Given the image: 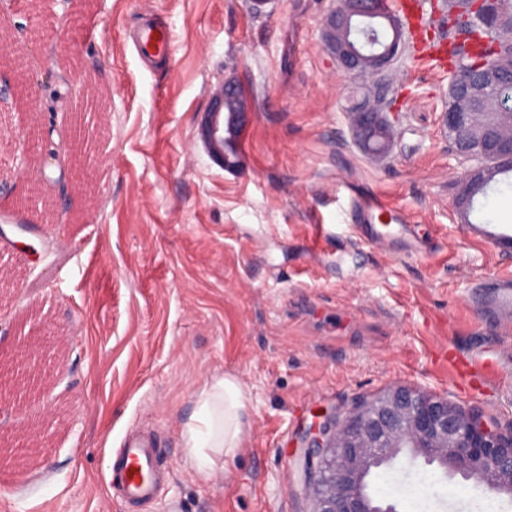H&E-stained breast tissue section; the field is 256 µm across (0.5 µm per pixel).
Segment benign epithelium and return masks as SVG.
I'll use <instances>...</instances> for the list:
<instances>
[{"instance_id": "benign-epithelium-1", "label": "benign epithelium", "mask_w": 512, "mask_h": 512, "mask_svg": "<svg viewBox=\"0 0 512 512\" xmlns=\"http://www.w3.org/2000/svg\"><path fill=\"white\" fill-rule=\"evenodd\" d=\"M499 0H456L449 20L474 19L493 52L469 72L450 75L448 105L441 123L451 138L462 128L477 132L455 146L456 157L472 162L457 196L459 210L468 208L472 186L502 163L512 164V133L492 128L494 120L477 110L487 88L512 81V43L504 55L499 33L512 31V16L500 13ZM332 11L325 31V46L341 70L349 75L385 77L406 50L405 26L381 0H342ZM247 97L242 81L221 84L200 126V137L210 157L233 169L227 153H237L247 111L229 112L226 105ZM358 147L373 157L389 154L394 146L399 113L366 101L350 108ZM43 126L21 135L26 151L60 165L81 139L72 128L65 148L45 138ZM422 456L445 470L459 473L512 496V427H490L482 417L447 398L396 387L372 401H360L342 415H323L302 448L300 461L312 502L310 512H393L382 507L365 489L374 468L388 464L400 452Z\"/></svg>"}]
</instances>
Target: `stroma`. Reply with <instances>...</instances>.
Here are the masks:
<instances>
[{
	"mask_svg": "<svg viewBox=\"0 0 512 512\" xmlns=\"http://www.w3.org/2000/svg\"><path fill=\"white\" fill-rule=\"evenodd\" d=\"M335 5L47 0L37 16L17 0L8 11L13 34L41 35L25 66L83 88L97 109L84 117L93 166L82 200L53 160L32 157L35 182L10 174L30 120L54 126V142L69 134L53 86L0 113V381L14 380V351L51 347L0 427V512H309L299 451L318 416L396 386L512 427V333L478 309L512 256L470 230L512 225L500 206L512 178L470 214L456 210L465 166L440 120L449 73L411 48L395 65L393 150L363 154L348 112L368 80L344 75L325 48ZM148 19L168 27L169 60L136 51ZM233 78L251 115L228 170L198 130ZM354 192L407 212L414 244L368 243L343 215ZM27 194L46 209L21 210ZM494 357L508 378L474 369ZM227 373L250 391L245 438L209 476L186 460L183 433L204 383ZM136 435L155 443L159 492L128 505L111 474ZM20 439L31 446L21 468L9 452ZM369 491L397 512H512L511 497L421 458L372 470Z\"/></svg>",
	"mask_w": 512,
	"mask_h": 512,
	"instance_id": "obj_1",
	"label": "stroma"
}]
</instances>
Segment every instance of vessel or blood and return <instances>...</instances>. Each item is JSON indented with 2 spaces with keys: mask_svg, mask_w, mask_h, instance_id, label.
I'll return each instance as SVG.
<instances>
[{
  "mask_svg": "<svg viewBox=\"0 0 512 512\" xmlns=\"http://www.w3.org/2000/svg\"><path fill=\"white\" fill-rule=\"evenodd\" d=\"M398 11L405 17L411 32L432 30L439 19L438 10L424 12L418 0H399ZM138 53L151 60L167 58L172 51L168 31L153 22H145L135 38ZM348 215L351 221L374 228L372 241L378 247H386L394 238H405L411 234L410 219L406 212L376 195L356 196L349 202ZM474 233L482 235L501 254H512V225H473ZM494 297L486 308L504 331H512V274H504L489 283ZM122 467L112 479L114 489L122 500L141 501L152 498L156 492L154 475V447L152 441L140 440L126 443L121 448Z\"/></svg>",
  "mask_w": 512,
  "mask_h": 512,
  "instance_id": "vessel-or-blood-1",
  "label": "vessel or blood"
}]
</instances>
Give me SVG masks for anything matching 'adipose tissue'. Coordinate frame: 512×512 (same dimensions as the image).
<instances>
[{
  "mask_svg": "<svg viewBox=\"0 0 512 512\" xmlns=\"http://www.w3.org/2000/svg\"><path fill=\"white\" fill-rule=\"evenodd\" d=\"M249 402L248 391L236 376L208 380L199 394L198 410L185 428L187 460L207 474L222 469L226 458L243 444Z\"/></svg>",
  "mask_w": 512,
  "mask_h": 512,
  "instance_id": "obj_1",
  "label": "adipose tissue"
}]
</instances>
